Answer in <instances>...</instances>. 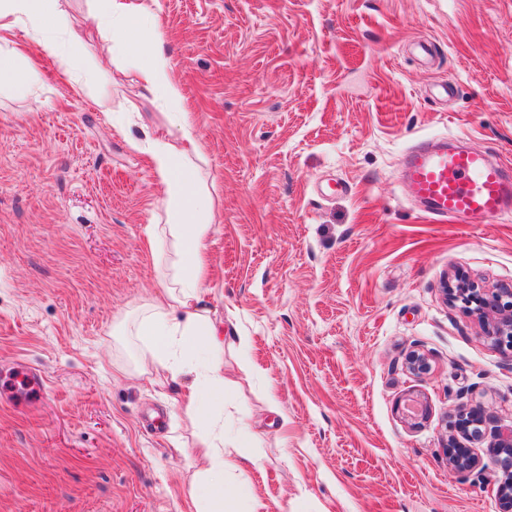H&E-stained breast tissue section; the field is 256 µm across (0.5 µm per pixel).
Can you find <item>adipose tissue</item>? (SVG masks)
I'll return each instance as SVG.
<instances>
[{"instance_id":"1","label":"adipose tissue","mask_w":512,"mask_h":512,"mask_svg":"<svg viewBox=\"0 0 512 512\" xmlns=\"http://www.w3.org/2000/svg\"><path fill=\"white\" fill-rule=\"evenodd\" d=\"M90 16L102 50L137 59L143 94L154 96L174 116L166 134L131 142L150 155L155 175L167 189L168 222L149 225L148 235L160 257H171L172 263L163 300L148 303L127 330L144 349L127 373L154 375L164 383L190 378L186 413L203 433L206 461L202 467L188 466L190 494L196 512H228L238 496L226 492L224 480V324L203 304L208 290L204 240L216 219L217 200L205 183L201 137L183 108L166 40L145 0H94ZM17 28L25 30L38 51L61 60V74L76 93L88 92L89 80L76 77L64 60L65 46L82 45L83 38L63 17L58 0H0V31Z\"/></svg>"}]
</instances>
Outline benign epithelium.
<instances>
[{"mask_svg": "<svg viewBox=\"0 0 512 512\" xmlns=\"http://www.w3.org/2000/svg\"><path fill=\"white\" fill-rule=\"evenodd\" d=\"M454 302L461 303L481 325L484 335L512 360V288H479L459 280L446 287ZM485 420L480 407L459 408L455 427L472 439H479ZM493 450L501 468L497 485L500 512H512V425L494 432ZM479 465L478 455L470 448L448 439V467L462 476Z\"/></svg>", "mask_w": 512, "mask_h": 512, "instance_id": "1", "label": "benign epithelium"}]
</instances>
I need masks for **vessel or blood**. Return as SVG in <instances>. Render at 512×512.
Returning <instances> with one entry per match:
<instances>
[{
	"label": "vessel or blood",
	"mask_w": 512,
	"mask_h": 512,
	"mask_svg": "<svg viewBox=\"0 0 512 512\" xmlns=\"http://www.w3.org/2000/svg\"><path fill=\"white\" fill-rule=\"evenodd\" d=\"M400 169L426 214L460 224H498L512 216V173L486 152L425 140L402 156Z\"/></svg>",
	"instance_id": "1"
}]
</instances>
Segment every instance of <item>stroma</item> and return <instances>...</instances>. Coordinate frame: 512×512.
Returning <instances> with one entry per match:
<instances>
[{"mask_svg":"<svg viewBox=\"0 0 512 512\" xmlns=\"http://www.w3.org/2000/svg\"><path fill=\"white\" fill-rule=\"evenodd\" d=\"M152 10L218 187L205 304L227 327L224 422L258 458L227 477L248 488L238 512H499L495 457L479 446L478 474L452 472L447 425L466 403L512 424V360L443 283L512 288V221H434L398 164L442 136L512 170V0ZM98 43L89 30L71 57L92 95L52 59L32 91L0 82V373L46 378L35 407L0 402V512H194L183 386L122 372L139 344L121 323L161 291L147 227L166 220L129 141L169 122ZM414 350L427 373L407 369ZM411 398L427 418L405 417Z\"/></svg>","mask_w":512,"mask_h":512,"instance_id":"35a3bbf8","label":"stroma"}]
</instances>
